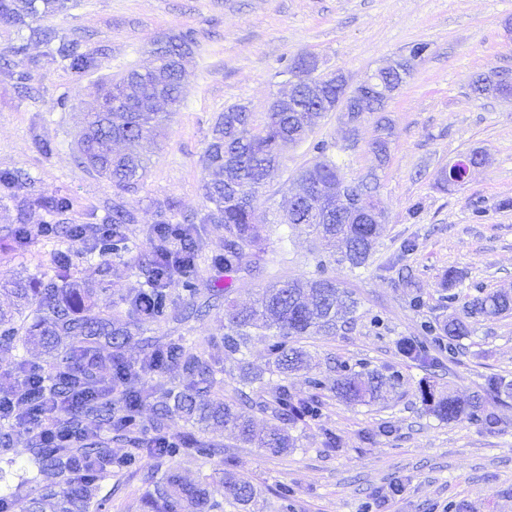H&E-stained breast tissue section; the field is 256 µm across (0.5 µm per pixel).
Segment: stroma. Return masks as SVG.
Segmentation results:
<instances>
[{"label":"stroma","instance_id":"35a3bbf8","mask_svg":"<svg viewBox=\"0 0 512 512\" xmlns=\"http://www.w3.org/2000/svg\"><path fill=\"white\" fill-rule=\"evenodd\" d=\"M510 22L512 0H73L64 13L23 26L0 25V61L8 65L0 70V173L22 176L18 187H0V278L49 282L64 252L71 273L86 287L123 307L145 286L139 258L156 244L159 218L176 223L202 215L201 186L208 177L202 155L224 109L246 103L265 111L288 80L290 60L304 52L319 58L321 73L339 70L355 84L407 54L412 44L429 45L413 77L387 105L394 127L388 163L379 165L367 149L375 135L372 114L360 126L355 147L337 156L346 181L377 174L387 211L366 267H326L358 298V320L334 336L295 338L310 365L278 379L289 396L300 399L312 393V378H329L330 361H365L399 370L402 390L370 406H350L324 392L319 414L294 424V446L279 455L178 414L157 419L145 402L138 425L191 442L170 455H150L135 449L131 432L99 428L93 416L83 415V424L99 430L113 458L133 457L100 477L89 512H142L143 475L171 470L188 482L214 485L225 471L242 474L255 485L263 512H446L451 502L467 512H512V396L496 403L497 424L489 430L467 419H437L419 393L420 386L434 384L466 400L483 391L490 377L512 380V314L473 320L456 353L437 351L439 364L432 368L397 348L404 337L425 340V323L459 311L476 288L512 292V96L477 98L471 92L478 74L512 73ZM37 27L54 30L56 42L33 37ZM188 29L198 44L183 59L182 104L158 141L145 144L147 173L138 190L119 193L74 160V138L93 105V85L151 66L152 42ZM70 41L80 42L91 57L89 68L71 69L58 55V44ZM20 74L26 86L17 83ZM343 122L342 113L326 114L308 142L285 152L263 188L256 219L264 229V272L237 281L238 301L254 300L272 280L316 276L312 239L276 217L287 194L298 188V172L312 161L313 143H342ZM475 150L484 162L465 185L442 188L440 173ZM119 196L135 218L126 227L125 249L103 257L72 238L36 233L42 224L110 223ZM50 197L67 198L68 209L51 213L33 204ZM21 226L34 236L20 246L9 232ZM198 230L194 267L166 288L165 313L149 334L160 347L175 344L210 361L222 393L230 396L239 385V363L224 358L223 304L198 320L171 319L186 303L204 302L219 275L224 227L202 224ZM408 240L415 248L405 254L401 247ZM395 260L410 270L415 289L399 281L390 267ZM451 272L459 280L457 300L448 304L443 283ZM414 291L423 301L418 309L410 305ZM152 353L136 335L125 345L131 389L189 386L190 376L176 362L146 371ZM23 365L46 370L51 356L30 342L0 350V386L13 383ZM5 433L11 444L0 448V496H8L9 512H27L41 486L28 470V436L16 422L0 421V435Z\"/></svg>","mask_w":512,"mask_h":512}]
</instances>
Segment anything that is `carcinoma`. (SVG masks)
<instances>
[{
    "label": "carcinoma",
    "instance_id": "cac0c4a2",
    "mask_svg": "<svg viewBox=\"0 0 512 512\" xmlns=\"http://www.w3.org/2000/svg\"><path fill=\"white\" fill-rule=\"evenodd\" d=\"M69 0H0V23L24 25L26 19H39L62 13ZM195 44V33L181 32L165 41L162 49H153L157 65L144 71L131 70L116 81L95 87L96 93L118 104L116 112H89L86 115L76 161L109 179L120 190L128 191L140 184L146 174L138 148L141 142L157 135L168 113L148 110L143 104L160 97L173 108L183 99V71L181 59ZM428 44L412 45L399 73L380 77L378 86L388 84L401 87L411 78L414 62L426 52ZM64 58L78 70L91 65L86 54L73 43L65 49ZM478 97L508 96L512 84L496 79L494 71L478 75L472 83ZM357 89L336 84V79L320 77V97L314 101L300 94L287 108L279 111L239 112V105L227 107L216 119L204 153L203 165L213 178L203 182L202 196L205 213L201 224L224 225V284L211 285L214 298L224 297V359L242 362L243 350L256 336H269L271 362L268 371L286 375L306 365V353L289 345L298 336H331L354 320L359 301L336 281L326 276L312 279H293L266 285L256 304H240L231 297L236 276L260 271L263 252V228L254 213L259 193L278 170L283 152L305 142L314 126L308 119L319 122L327 112H334L354 97ZM378 134L368 142V150L382 163L390 155L392 126L377 121ZM331 146L323 141L313 145L316 159L304 167L299 183L305 185V211L302 223H290L319 241L322 249L335 262L358 269L368 264L380 237L381 225L368 214L353 215L336 209V197L329 195V186L341 175L336 159L328 154ZM190 219L182 227L183 238L178 253L169 251L165 236L143 265L148 289L139 292L131 301L129 316L137 331L164 315V299L155 293L159 287L158 270L182 261L193 264L200 238ZM132 223V215L122 200L112 201V231L124 240L123 225ZM59 281L7 279L4 284L17 299L14 308H0V348L8 347L19 335L40 344L46 351L56 353L58 368L69 373L71 381L93 387L100 382L99 372L107 365L120 362V351L133 336L121 323L120 315L100 309L93 292L83 282L73 278L69 268L59 267ZM211 303L190 304L179 314V320L203 317ZM32 322L26 323L25 312ZM512 311V297L502 291L479 290V294L465 301L461 313L453 314L440 325L442 333L452 340L470 333V320L477 317H497ZM400 351L408 358L427 367L435 366L424 345L414 339L398 342ZM183 360L193 381L189 393H173L162 388L140 390L141 400H152L155 411L163 416L174 410L198 424H217L232 429L238 440L255 445L272 455L292 447L288 425L314 416L321 408L319 391L329 389L348 405L370 404L387 393H395L401 386V377L395 370H369L358 363L359 369L346 364L330 386L311 381L316 392L306 398L293 400L284 386L276 388L275 406H260L270 411L274 423L258 434L249 419L253 402L245 388L262 379L263 372H247L243 387L235 389L226 398L214 377L212 364L194 355L175 353ZM429 413L440 420L462 418L479 421L493 428L495 417L486 411L488 400L474 398L463 405L452 393L428 386L421 390ZM33 461L43 477L41 496L31 502L29 512H86L88 501L96 492L89 481L73 479L76 459L67 448H37ZM153 489L146 492L143 512H211L217 506L212 501L213 491L208 486L184 482L175 473L160 481L146 476ZM225 503L238 512H252L250 507L257 491L250 481L235 472H224V480L217 489Z\"/></svg>",
    "mask_w": 512,
    "mask_h": 512
}]
</instances>
